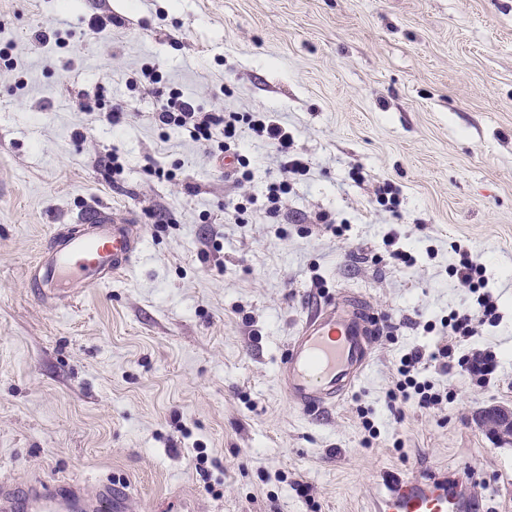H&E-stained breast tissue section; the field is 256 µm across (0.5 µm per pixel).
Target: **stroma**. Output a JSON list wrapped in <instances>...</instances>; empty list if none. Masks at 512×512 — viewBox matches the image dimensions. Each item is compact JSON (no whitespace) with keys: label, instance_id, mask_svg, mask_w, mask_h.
<instances>
[{"label":"stroma","instance_id":"1","mask_svg":"<svg viewBox=\"0 0 512 512\" xmlns=\"http://www.w3.org/2000/svg\"><path fill=\"white\" fill-rule=\"evenodd\" d=\"M40 29L60 44H41ZM10 41L0 483L108 484L127 512H374L388 474L470 467L483 512H512V444L477 421L512 407V0H0V49ZM145 63L161 89L288 128L311 167L278 217L255 207L225 223V202L260 192L276 156L244 142L255 179L241 185L204 146L162 132L148 118L158 97L128 85ZM97 98L124 101L128 119L86 112ZM115 150L117 180L100 164ZM154 163L174 180L151 176ZM386 181L399 214L375 201ZM90 204L142 224V256L78 301L43 300L30 268ZM322 212L347 220L343 237ZM391 230L415 264L385 258ZM458 240L482 256L503 314L478 339L497 352L498 379L479 389L426 371L453 401L395 422L396 361L472 300L448 273ZM341 293L366 299L393 335L375 337L361 380L313 417L286 400L277 370L306 307ZM363 408L379 430L368 446Z\"/></svg>","mask_w":512,"mask_h":512}]
</instances>
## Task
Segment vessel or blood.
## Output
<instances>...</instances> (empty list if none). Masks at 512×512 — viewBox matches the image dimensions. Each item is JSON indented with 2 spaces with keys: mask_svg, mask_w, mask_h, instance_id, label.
Listing matches in <instances>:
<instances>
[{
  "mask_svg": "<svg viewBox=\"0 0 512 512\" xmlns=\"http://www.w3.org/2000/svg\"><path fill=\"white\" fill-rule=\"evenodd\" d=\"M79 232H57L31 269L29 286L46 300L78 297L80 290L110 284L141 253L143 228L92 205L78 217ZM375 327L357 303L333 299L316 304L301 319L278 371L289 402L301 410L335 407L363 377L371 362ZM110 487L88 493L77 485L30 487V512H101ZM378 512H481L478 502L435 472L389 478Z\"/></svg>",
  "mask_w": 512,
  "mask_h": 512,
  "instance_id": "obj_1",
  "label": "vessel or blood"
}]
</instances>
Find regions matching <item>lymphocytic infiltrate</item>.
<instances>
[{
	"mask_svg": "<svg viewBox=\"0 0 512 512\" xmlns=\"http://www.w3.org/2000/svg\"><path fill=\"white\" fill-rule=\"evenodd\" d=\"M150 119L160 129L179 131L204 144L210 155L221 159L230 151H237L246 138L274 147L278 174L267 182L264 196H247L224 205L225 215L237 224L242 223L248 208L257 204L263 205L268 215H277L294 181L310 170L308 161L294 150L287 128L268 112L253 115L208 109L172 89ZM451 249L456 261L450 264L449 273L469 288L473 300L470 305L449 313L434 346L415 345L401 355L393 385L386 393L387 404L399 419L403 418L405 407L431 410L450 399V392L436 388L434 382L425 379L427 370H434L442 377L461 374L480 388L489 387L496 379V352L477 343L485 327L498 326L502 320L497 300L488 286L487 269L469 245L456 241Z\"/></svg>",
	"mask_w": 512,
	"mask_h": 512,
	"instance_id": "f902f5d3",
	"label": "lymphocytic infiltrate"
}]
</instances>
